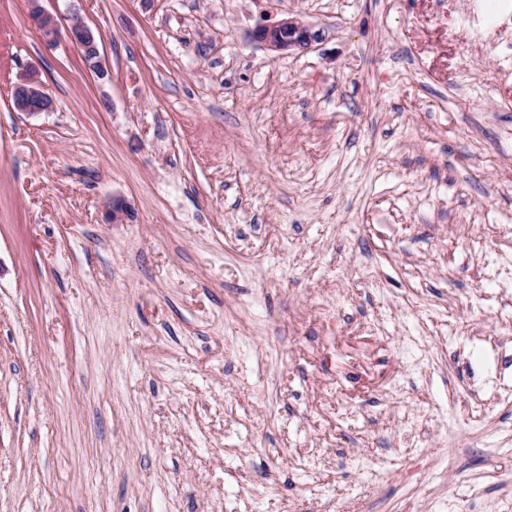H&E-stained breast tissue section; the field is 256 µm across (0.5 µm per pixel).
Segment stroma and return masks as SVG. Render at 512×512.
<instances>
[{
	"label": "stroma",
	"mask_w": 512,
	"mask_h": 512,
	"mask_svg": "<svg viewBox=\"0 0 512 512\" xmlns=\"http://www.w3.org/2000/svg\"><path fill=\"white\" fill-rule=\"evenodd\" d=\"M42 5L105 74L0 0V512H512V0ZM253 35L270 49L281 52L305 48L322 38L320 30H314L296 17H288L272 25H259ZM66 36L70 43L80 49L86 68L96 74H102L103 65L95 32L79 18H73L66 28ZM13 109L27 116H36L50 112L54 107L53 99L43 89L33 72L19 77L12 94Z\"/></svg>",
	"instance_id": "obj_1"
}]
</instances>
